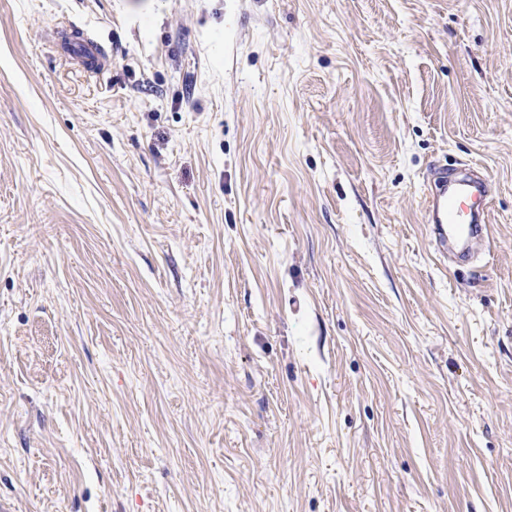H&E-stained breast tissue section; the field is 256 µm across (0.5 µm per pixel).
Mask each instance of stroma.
Segmentation results:
<instances>
[{
	"label": "stroma",
	"mask_w": 512,
	"mask_h": 512,
	"mask_svg": "<svg viewBox=\"0 0 512 512\" xmlns=\"http://www.w3.org/2000/svg\"><path fill=\"white\" fill-rule=\"evenodd\" d=\"M0 505L512 512V0H0ZM59 51L75 59L88 74L98 76L104 72L93 64L98 59L101 49L98 42L87 32L84 33L80 41L61 44ZM430 185L433 188L423 195L422 213L425 224H434L437 253L473 261V248L485 246L490 235L488 181L475 171L448 178V168H438Z\"/></svg>",
	"instance_id": "1"
}]
</instances>
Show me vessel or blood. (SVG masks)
I'll return each mask as SVG.
<instances>
[{"instance_id":"vessel-or-blood-1","label":"vessel or blood","mask_w":512,"mask_h":512,"mask_svg":"<svg viewBox=\"0 0 512 512\" xmlns=\"http://www.w3.org/2000/svg\"><path fill=\"white\" fill-rule=\"evenodd\" d=\"M59 50L75 59L84 72L100 74L96 61L101 49L91 35L61 44ZM431 183L423 195L422 213L425 223L434 227L437 253L473 261L476 248L485 246L490 235L488 181L475 171L452 177L447 169L439 168L434 170Z\"/></svg>"}]
</instances>
